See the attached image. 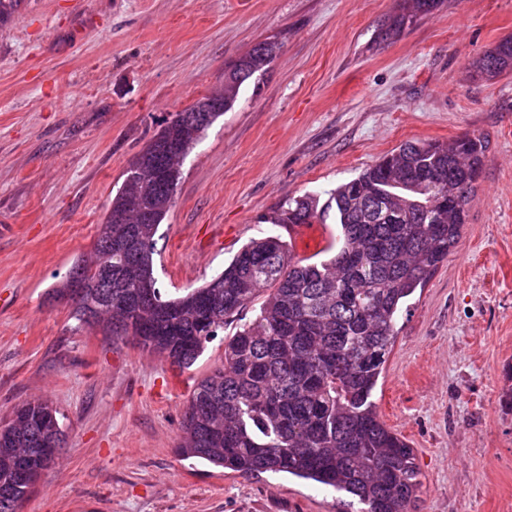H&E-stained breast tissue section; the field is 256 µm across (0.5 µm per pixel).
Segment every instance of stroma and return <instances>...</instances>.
<instances>
[{
  "instance_id": "obj_1",
  "label": "stroma",
  "mask_w": 512,
  "mask_h": 512,
  "mask_svg": "<svg viewBox=\"0 0 512 512\" xmlns=\"http://www.w3.org/2000/svg\"><path fill=\"white\" fill-rule=\"evenodd\" d=\"M403 0H23L0 24V421L45 397L65 445L21 512H358L330 489L245 477L176 453L194 383L233 326L181 372L57 297L131 160L279 50L182 166L154 275L170 294L221 272L288 198L356 177L407 141L483 134L456 250L410 300L375 399L416 455L413 512H512V73L470 64L512 36V0H437L383 39Z\"/></svg>"
}]
</instances>
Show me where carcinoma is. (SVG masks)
Returning <instances> with one entry per match:
<instances>
[{
    "label": "carcinoma",
    "instance_id": "1",
    "mask_svg": "<svg viewBox=\"0 0 512 512\" xmlns=\"http://www.w3.org/2000/svg\"><path fill=\"white\" fill-rule=\"evenodd\" d=\"M437 0H404L385 38L431 11ZM278 45L261 42L224 69V88L192 107L221 102L216 121L238 102L242 85L266 70ZM477 76L512 72V37L472 61ZM207 128L167 121L130 162L98 240L74 267L88 289L71 313L79 328L139 347L181 371L229 322L224 364L194 384L177 454L242 475L287 474L357 500L360 512H411L421 489L413 448L380 419L374 393L407 298L448 260L467 223L488 140L467 134L448 144L406 142L328 192H307L267 218L278 227L324 224L336 239L309 257L267 235L244 245L206 285L168 297L154 276L155 239L181 179L184 158ZM259 311L239 316L255 301ZM112 309H107V305ZM0 429V512L28 495L64 441L48 400L14 407Z\"/></svg>",
    "mask_w": 512,
    "mask_h": 512
}]
</instances>
